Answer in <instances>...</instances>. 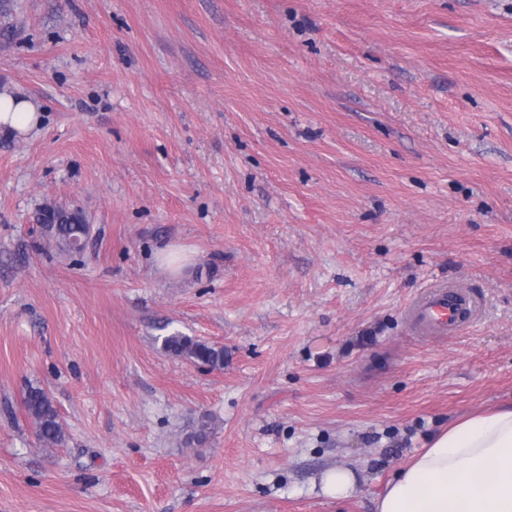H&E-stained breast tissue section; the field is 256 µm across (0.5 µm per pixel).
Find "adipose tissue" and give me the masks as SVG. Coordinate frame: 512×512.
<instances>
[{"label":"adipose tissue","instance_id":"ef3b65f1","mask_svg":"<svg viewBox=\"0 0 512 512\" xmlns=\"http://www.w3.org/2000/svg\"><path fill=\"white\" fill-rule=\"evenodd\" d=\"M41 122L29 99L0 94V129L25 136ZM376 512H512V406L433 437L388 483Z\"/></svg>","mask_w":512,"mask_h":512}]
</instances>
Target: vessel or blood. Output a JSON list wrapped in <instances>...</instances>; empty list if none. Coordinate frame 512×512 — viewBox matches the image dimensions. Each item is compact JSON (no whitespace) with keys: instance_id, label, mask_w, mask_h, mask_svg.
Here are the masks:
<instances>
[{"instance_id":"1","label":"vessel or blood","mask_w":512,"mask_h":512,"mask_svg":"<svg viewBox=\"0 0 512 512\" xmlns=\"http://www.w3.org/2000/svg\"><path fill=\"white\" fill-rule=\"evenodd\" d=\"M474 309V302L461 289L438 285L414 302L408 315L422 331L445 335L455 331Z\"/></svg>"}]
</instances>
